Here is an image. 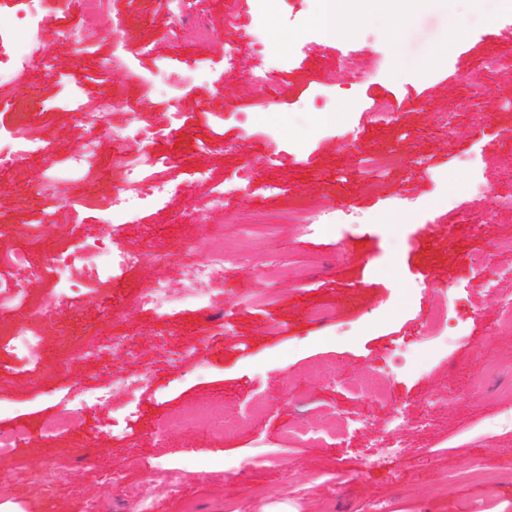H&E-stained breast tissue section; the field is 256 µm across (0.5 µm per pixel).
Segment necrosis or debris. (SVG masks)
<instances>
[{
	"instance_id": "1",
	"label": "necrosis or debris",
	"mask_w": 512,
	"mask_h": 512,
	"mask_svg": "<svg viewBox=\"0 0 512 512\" xmlns=\"http://www.w3.org/2000/svg\"><path fill=\"white\" fill-rule=\"evenodd\" d=\"M23 2L25 7L17 29L23 37L24 47L8 62L0 64V106L9 107L13 111L12 126H0V169L8 164L24 162L33 156L43 157L47 166L39 180V194L51 199L62 185L61 172H69L82 181L96 171L98 147L94 132L106 127L117 101L111 98L99 102L96 109L90 112L85 108L81 89L71 88L68 105L76 120L91 130L92 135L66 156H56L47 140L27 132L20 102L8 96L7 90L27 84L34 64L40 63L47 67L51 61L47 57L40 21L45 0ZM509 62H512V46L506 45L498 47L494 54L476 61L469 69L467 93L462 97L463 105H470L473 96L489 95L494 70ZM118 162L123 169L126 186L112 196L101 212V238L87 240L72 248L47 250L45 239L51 234L53 225L74 221L72 209L65 205L57 206L51 212L50 223L34 225L24 248L16 247L10 232L0 231V261L6 263L5 268H0V315H19L25 320L23 326L0 337V353H8L13 359L11 374L33 375L41 369L42 339L37 332L29 330L27 324L41 319L43 309L30 292V281L49 277L54 290L66 298L74 291L69 277L71 267L84 264L89 256L97 258L91 269L92 274L107 282L112 281L116 274L139 266L148 257L161 266L169 263L172 254L163 248L147 257L135 249L115 251L100 246V239H112L115 231L135 223L139 212L146 207L179 197L184 192L179 182L161 178L150 180L145 176L147 170L173 166V157L136 150L120 156ZM500 209H512V195L486 196L481 183L474 181L469 184L465 199L456 207L455 212L458 222L466 224L482 221L484 216ZM236 221L244 225L243 234L213 242L209 262L204 265H187L181 287H171L163 278L155 279L150 287L142 289L129 300V308L146 311L159 318L172 316L175 310L186 305L207 308L213 296L212 287L222 278L225 265L238 262L255 248L261 237L274 234L282 219L276 214L240 215ZM36 251L43 254V262L38 266L32 265L29 260L31 253ZM134 386L133 380L118 378L92 392L78 393L69 387L56 390L53 397L62 411L46 421L45 435L52 437L68 433L74 428L85 405L91 403L105 408L112 407L115 399L130 394ZM110 479L114 483L124 484L121 474H111ZM156 480L165 482L172 496L181 495V470L156 464L149 468L147 480L124 484L121 512H145L152 498V483Z\"/></svg>"
}]
</instances>
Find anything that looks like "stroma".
Wrapping results in <instances>:
<instances>
[{"label":"stroma","mask_w":512,"mask_h":512,"mask_svg":"<svg viewBox=\"0 0 512 512\" xmlns=\"http://www.w3.org/2000/svg\"><path fill=\"white\" fill-rule=\"evenodd\" d=\"M355 3L336 42L362 51L366 71L338 82L326 79L337 54L322 53L326 37L311 35L312 18L290 19L286 0H275L263 38L275 44L279 33H288L304 54L280 69L267 67L249 35L251 7L228 25L224 0H200L181 17L157 15L155 0H110L88 48L65 36L82 21L79 6L54 9L47 46L56 72L15 91L29 129L67 155L87 134L66 105L70 88L81 86L87 103L119 97L111 132L99 136L100 172L87 188L94 199L122 185L121 146L112 131L131 123L161 127L168 113H186L177 133L143 143L179 158L169 175L182 181L185 197L144 210L112 244L145 248L146 228H157L175 253L171 264L144 262L109 290L74 269L72 279L84 292L68 302L53 295L50 283H32L34 298L49 310L33 324L46 340L43 370L0 382V425L17 421L29 431L12 457L0 458V470L31 471L53 459L67 482L49 499L35 485L0 482V512H83L91 500L114 512L121 490L107 473L120 470L136 483L154 462L182 468L185 486L177 500L155 483L151 512H224L228 500L236 512L282 504L290 512H371L378 501L387 512H512V429L495 425L512 409V394L502 381L482 379L485 361H512V331L498 325V297L512 294V278L504 275L512 252L499 248L512 238V210L477 224L448 221L473 176L491 193L512 194L504 177L512 170V144L500 136L512 129V82L493 85L502 111H486L477 100L465 116L457 114L469 64L495 47L479 34L512 17V8L504 0ZM400 9L410 16L401 26ZM116 18L115 39L109 29ZM457 26L466 32L458 41L451 37ZM387 27L392 36L384 35ZM167 28L175 30L174 40L162 38ZM117 52L124 63L110 81L86 82L88 68L110 64ZM228 53L237 73L264 75L263 100L248 99L240 83L227 79ZM162 66L189 75L176 96L153 87ZM285 83L302 92L319 87L322 98L286 101L278 94ZM382 102L390 116L363 121ZM217 125L223 142L198 149ZM378 152L404 162L379 187L363 188L356 157ZM464 154L477 159V169L456 164ZM40 165L34 159L0 174V226L18 240L37 211L49 208L21 195ZM202 173L217 181L238 178L240 188L223 211L194 220L184 215V203L205 205ZM292 197L319 200L329 210L347 204L353 218L308 236L291 222L281 224L262 250L225 268L210 315L191 306L165 325L128 308L129 298L156 276L179 287L186 262L207 260V239L241 233L233 215L281 213ZM397 197L411 199L412 207L390 210ZM182 238L198 242L191 259L176 253ZM475 254L485 257L483 267L472 264ZM271 258L286 270L273 283L259 273ZM412 267L421 269L420 279L409 277ZM89 294L111 296L113 307L126 309L112 328L124 345L95 360L84 357L78 337L55 331L59 316ZM319 307L335 309V318L313 319ZM442 307L448 325L434 336L428 323ZM187 341L198 342V363L176 362L174 350ZM371 368L381 372L376 390L354 391L352 381ZM115 377L139 385L115 409L86 408L67 436L42 435L45 418L58 412L52 389L91 390ZM204 402L215 410L213 424L163 427L171 413L190 415ZM127 410L135 414L130 437H108ZM236 417L242 420L236 436L224 439L220 422ZM301 420L317 422L319 433L289 439L290 425ZM390 444L398 453L381 455ZM476 465L494 473V481L473 479Z\"/></svg>","instance_id":"obj_1"}]
</instances>
